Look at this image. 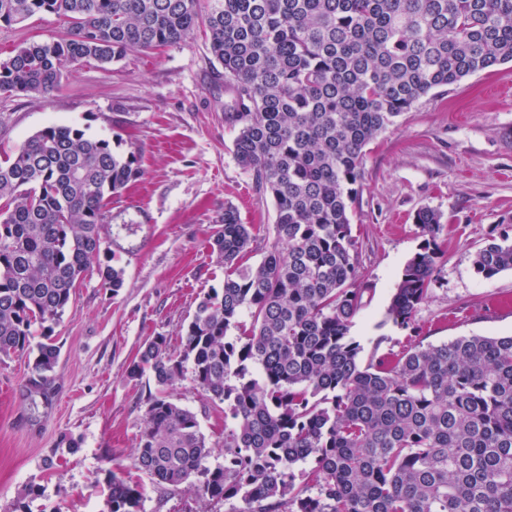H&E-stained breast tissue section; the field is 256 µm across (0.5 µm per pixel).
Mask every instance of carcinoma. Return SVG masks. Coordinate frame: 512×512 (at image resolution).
<instances>
[{"mask_svg":"<svg viewBox=\"0 0 512 512\" xmlns=\"http://www.w3.org/2000/svg\"><path fill=\"white\" fill-rule=\"evenodd\" d=\"M208 2L202 15L199 0H0L1 23L69 20L57 40L0 60L4 94H50L69 64H111L204 25L234 93L224 125L237 131L236 160L274 203V242L256 267L244 264L255 226L224 210L212 242L222 287L198 302L179 355L157 335L132 363L130 377L157 385L136 469L172 487L202 472L201 495L238 497L241 512H512V335L363 361L350 219L379 132L430 92L512 63V0ZM140 174L135 152L63 124L0 160V354H34L42 380L58 363L53 327L85 277L122 287L123 271L101 262V230L112 195ZM415 223L422 242L387 309L400 328L445 256L441 215L424 208ZM472 266L487 280L512 271V238L488 240ZM187 363L231 420L212 470L197 416L167 394ZM106 478L109 512H141L139 483Z\"/></svg>","mask_w":512,"mask_h":512,"instance_id":"1","label":"carcinoma"}]
</instances>
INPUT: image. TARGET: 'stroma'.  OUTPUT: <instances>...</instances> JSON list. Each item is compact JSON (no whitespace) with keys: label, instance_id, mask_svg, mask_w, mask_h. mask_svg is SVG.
<instances>
[{"label":"stroma","instance_id":"1","mask_svg":"<svg viewBox=\"0 0 512 512\" xmlns=\"http://www.w3.org/2000/svg\"><path fill=\"white\" fill-rule=\"evenodd\" d=\"M66 27L50 13L1 23L0 60L22 43L58 39ZM510 75L511 63L496 65L438 89L366 145L363 189L351 212L359 283L367 290L351 333L365 355L512 335V272L484 280L472 268L478 247L512 236ZM231 100L201 29L161 51L69 65L49 95L0 93V160L34 132L66 124L135 152L141 168L113 196L102 229L123 285L110 291L93 274L77 288L54 327L60 356L47 391L34 389L28 353L0 355V512H107L109 470L141 481L142 512H242L241 499L201 498L202 475L158 486L136 469L156 385L152 375H129L153 336H167L170 353L180 354L200 296L222 286L224 264L212 239L225 208L258 227L249 264H259L273 240V201L238 165L235 133L224 126ZM426 206L442 216L447 255L411 331L385 316L422 241L414 216ZM169 394L199 420L210 447L205 467L223 465V410L188 372ZM32 484L38 496H27Z\"/></svg>","mask_w":512,"mask_h":512}]
</instances>
